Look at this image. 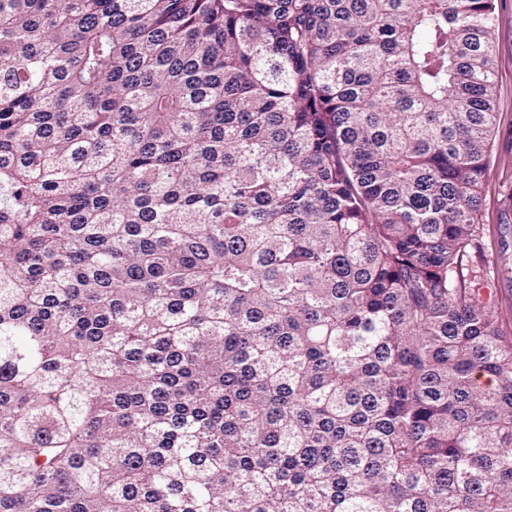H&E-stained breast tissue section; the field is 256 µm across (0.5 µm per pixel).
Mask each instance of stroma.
Wrapping results in <instances>:
<instances>
[{
  "instance_id": "stroma-1",
  "label": "stroma",
  "mask_w": 512,
  "mask_h": 512,
  "mask_svg": "<svg viewBox=\"0 0 512 512\" xmlns=\"http://www.w3.org/2000/svg\"><path fill=\"white\" fill-rule=\"evenodd\" d=\"M497 15L498 116L478 213L480 246L472 267L484 276L496 309L512 317V0H498Z\"/></svg>"
}]
</instances>
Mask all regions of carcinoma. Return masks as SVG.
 Returning <instances> with one entry per match:
<instances>
[{
	"label": "carcinoma",
	"instance_id": "carcinoma-1",
	"mask_svg": "<svg viewBox=\"0 0 512 512\" xmlns=\"http://www.w3.org/2000/svg\"><path fill=\"white\" fill-rule=\"evenodd\" d=\"M496 21L0 0V512H512ZM495 64L497 124L478 213L479 249L472 267L505 317H512V0H498Z\"/></svg>",
	"mask_w": 512,
	"mask_h": 512
}]
</instances>
